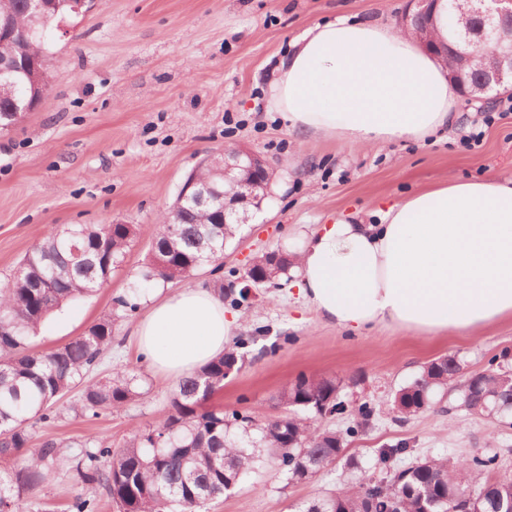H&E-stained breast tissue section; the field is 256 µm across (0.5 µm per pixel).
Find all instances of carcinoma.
Here are the masks:
<instances>
[{
	"instance_id": "obj_1",
	"label": "carcinoma",
	"mask_w": 512,
	"mask_h": 512,
	"mask_svg": "<svg viewBox=\"0 0 512 512\" xmlns=\"http://www.w3.org/2000/svg\"><path fill=\"white\" fill-rule=\"evenodd\" d=\"M29 0H0V20L10 19L17 30L30 25ZM45 25L39 31L9 40L0 39V55L23 62L48 51ZM3 79L14 85L13 94L0 98V122L12 114L28 112L42 97L35 90L31 72L23 69ZM172 235L156 231L155 255L176 268L177 278H187L202 265L219 261L224 254V225L191 206L178 212ZM137 234L135 224H75L52 230L19 263L13 276L0 283V502L12 503L21 512L22 502L34 494L50 496L53 475L67 468L75 484L99 487L119 512H202L206 502L238 487L255 468L275 459L289 484L308 480L321 465L344 452L342 437L332 430L316 429L312 420L323 417L319 402L330 401L338 410V385L331 378H306L280 394L289 413L257 426L249 414L224 413L207 400L224 387V379L239 360L238 350L254 341L242 336L236 348L208 364L200 373L182 380L170 395L168 414L138 430L119 449L108 438L90 437L67 454L69 444L47 436L33 444L36 429H46L61 418L58 402L69 392L80 391L68 407L75 415L97 419L138 400L136 376L116 367L104 379H93L105 355L112 351V314L108 313L81 334L48 351L33 349L45 321L62 307L91 295L105 284L112 269L121 264ZM171 281V276L147 263L137 287L113 298V308L125 314L138 309L139 287ZM509 352L488 360L483 370L484 391L468 384L473 373L464 360L450 354L443 361L428 362L421 373L395 395L402 408L396 420L406 421L430 407L431 394L458 377L453 388L457 407L469 415L482 414V405L512 403L503 393L494 399L498 379L512 372ZM409 454L399 440L377 450L385 465ZM501 453H484L463 459L430 457L396 469L403 494L393 496L385 478L364 472L356 483L345 482L334 496L305 504L301 512H454L462 505L454 499L471 493L466 512H512V481L499 479ZM98 495L79 494L74 512H99Z\"/></svg>"
}]
</instances>
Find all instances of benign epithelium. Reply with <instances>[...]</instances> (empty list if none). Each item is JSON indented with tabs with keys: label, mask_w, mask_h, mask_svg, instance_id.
<instances>
[{
	"label": "benign epithelium",
	"mask_w": 512,
	"mask_h": 512,
	"mask_svg": "<svg viewBox=\"0 0 512 512\" xmlns=\"http://www.w3.org/2000/svg\"><path fill=\"white\" fill-rule=\"evenodd\" d=\"M436 0H409L400 25L423 47L439 51L448 82L471 99L482 100L490 89L512 93V0H466L455 10L448 0V42L438 44L431 19ZM220 170L226 191L197 179L185 183L181 199L193 197L200 207L216 208L220 223L246 224L251 211L262 210L275 170L261 154L224 148Z\"/></svg>",
	"instance_id": "1"
}]
</instances>
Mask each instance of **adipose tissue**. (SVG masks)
I'll return each instance as SVG.
<instances>
[{"mask_svg": "<svg viewBox=\"0 0 512 512\" xmlns=\"http://www.w3.org/2000/svg\"><path fill=\"white\" fill-rule=\"evenodd\" d=\"M266 95L289 131L352 145L423 140L460 111L443 64L410 35L346 18L294 41ZM296 270L307 303L341 330L435 334L512 315V179L452 181L386 207L376 224L320 225ZM234 330L222 300L194 287L152 298L135 337L152 369L179 380L222 355Z\"/></svg>", "mask_w": 512, "mask_h": 512, "instance_id": "adipose-tissue-1", "label": "adipose tissue"}]
</instances>
